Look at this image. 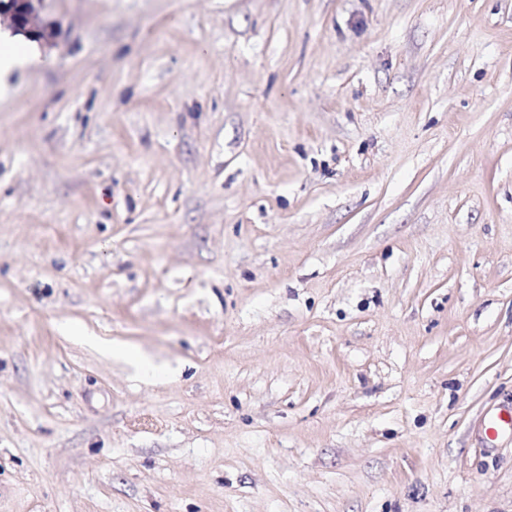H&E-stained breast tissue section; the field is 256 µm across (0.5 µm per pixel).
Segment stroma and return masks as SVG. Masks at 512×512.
<instances>
[{"label": "stroma", "mask_w": 512, "mask_h": 512, "mask_svg": "<svg viewBox=\"0 0 512 512\" xmlns=\"http://www.w3.org/2000/svg\"><path fill=\"white\" fill-rule=\"evenodd\" d=\"M41 16L0 512H512V0Z\"/></svg>", "instance_id": "obj_1"}]
</instances>
